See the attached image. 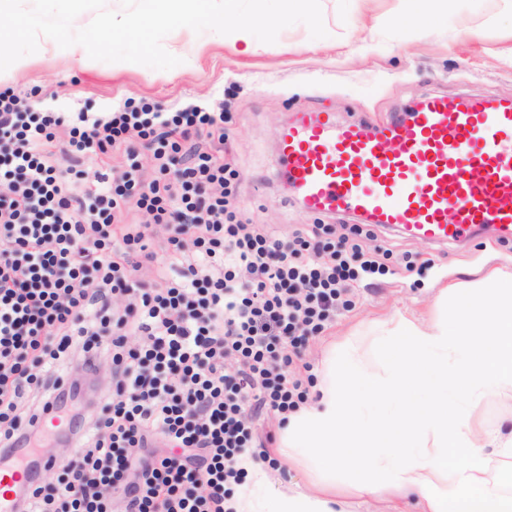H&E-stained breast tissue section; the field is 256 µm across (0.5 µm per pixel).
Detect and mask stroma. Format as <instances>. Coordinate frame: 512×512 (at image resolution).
Instances as JSON below:
<instances>
[{"label":"stroma","instance_id":"stroma-1","mask_svg":"<svg viewBox=\"0 0 512 512\" xmlns=\"http://www.w3.org/2000/svg\"><path fill=\"white\" fill-rule=\"evenodd\" d=\"M327 37L311 38L305 24L283 29L275 43L256 53L180 28L164 48L181 63L167 71L92 59L76 61L53 40H39L9 85L26 93L39 88L57 112H106L125 101L146 99L172 110L188 102L224 103V154L238 172L237 206L242 220L270 225L281 239L310 224L349 235L348 214H312L287 194L275 163L280 136L301 112H331L347 122L387 120L431 93L512 99V0H438L435 18L414 33L396 23L404 0H321ZM494 229L448 246L406 233L371 227L363 249L391 250V274L357 289L353 305L337 311L325 331L309 337L302 361L318 374L331 352L356 349L379 366L381 324L397 314L429 319L441 289L479 287L491 270L512 269V244ZM430 261L411 277L397 268L404 255Z\"/></svg>","mask_w":512,"mask_h":512}]
</instances>
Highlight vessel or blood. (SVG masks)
I'll return each mask as SVG.
<instances>
[{
  "label": "vessel or blood",
  "mask_w": 512,
  "mask_h": 512,
  "mask_svg": "<svg viewBox=\"0 0 512 512\" xmlns=\"http://www.w3.org/2000/svg\"><path fill=\"white\" fill-rule=\"evenodd\" d=\"M281 156L283 178L310 211L437 245L491 226L512 242V103L431 96L375 126L308 112L284 133ZM27 476L0 464V512H18Z\"/></svg>",
  "instance_id": "vessel-or-blood-1"
}]
</instances>
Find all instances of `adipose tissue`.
<instances>
[{
  "label": "adipose tissue",
  "instance_id": "adipose-tissue-1",
  "mask_svg": "<svg viewBox=\"0 0 512 512\" xmlns=\"http://www.w3.org/2000/svg\"><path fill=\"white\" fill-rule=\"evenodd\" d=\"M381 334L384 375L349 354L329 359L319 401L288 415L277 453L307 488L276 485L267 463L247 455V484L226 500L229 512H345L340 473L364 493L395 490L417 512H512L477 414L484 397L512 393V271L489 272L476 296L450 288L430 323L401 314ZM387 402L400 413L372 414Z\"/></svg>",
  "mask_w": 512,
  "mask_h": 512
}]
</instances>
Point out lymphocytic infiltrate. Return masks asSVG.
I'll return each instance as SVG.
<instances>
[{"mask_svg":"<svg viewBox=\"0 0 512 512\" xmlns=\"http://www.w3.org/2000/svg\"><path fill=\"white\" fill-rule=\"evenodd\" d=\"M224 139L223 113L196 103L66 114L0 89V460L81 392L61 376L74 337L87 371L111 361L101 411L70 412L61 481L24 489L21 512H224L257 419L307 399L308 337L388 273L328 225L285 241L241 222ZM116 155L112 174L86 176ZM132 210L144 222L124 223Z\"/></svg>","mask_w":512,"mask_h":512,"instance_id":"1","label":"lymphocytic infiltrate"}]
</instances>
